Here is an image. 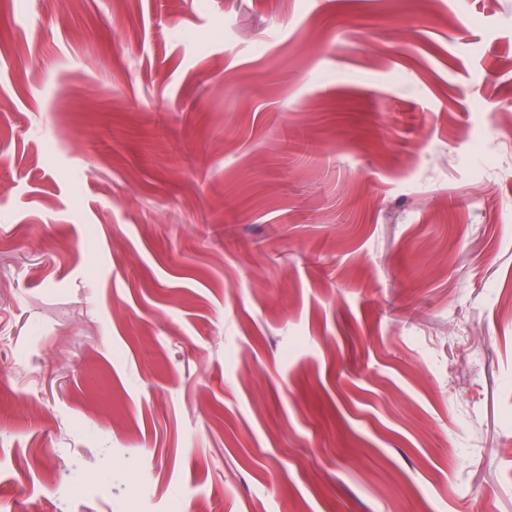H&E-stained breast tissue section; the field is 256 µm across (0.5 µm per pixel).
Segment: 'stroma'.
<instances>
[{
	"mask_svg": "<svg viewBox=\"0 0 512 512\" xmlns=\"http://www.w3.org/2000/svg\"><path fill=\"white\" fill-rule=\"evenodd\" d=\"M512 0H0V512H512Z\"/></svg>",
	"mask_w": 512,
	"mask_h": 512,
	"instance_id": "stroma-1",
	"label": "stroma"
}]
</instances>
